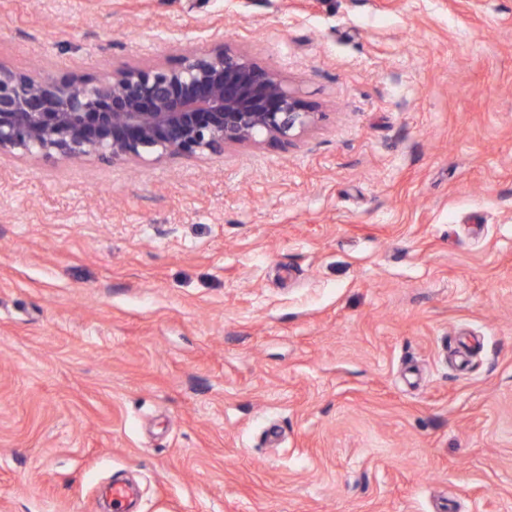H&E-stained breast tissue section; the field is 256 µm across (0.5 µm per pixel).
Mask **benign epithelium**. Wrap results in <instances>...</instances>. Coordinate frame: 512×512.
<instances>
[{"mask_svg": "<svg viewBox=\"0 0 512 512\" xmlns=\"http://www.w3.org/2000/svg\"><path fill=\"white\" fill-rule=\"evenodd\" d=\"M321 113L248 52L215 44L172 64L53 80L0 63V154L161 161L228 146L291 144Z\"/></svg>", "mask_w": 512, "mask_h": 512, "instance_id": "benign-epithelium-1", "label": "benign epithelium"}]
</instances>
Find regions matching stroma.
<instances>
[{"mask_svg":"<svg viewBox=\"0 0 512 512\" xmlns=\"http://www.w3.org/2000/svg\"><path fill=\"white\" fill-rule=\"evenodd\" d=\"M222 41L324 117L0 154V512H512V0H0V62Z\"/></svg>","mask_w":512,"mask_h":512,"instance_id":"1","label":"stroma"}]
</instances>
